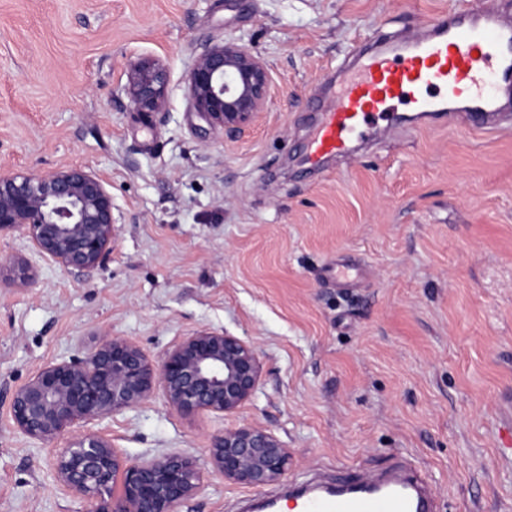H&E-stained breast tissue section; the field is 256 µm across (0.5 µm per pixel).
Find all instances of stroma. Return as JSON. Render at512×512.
Here are the masks:
<instances>
[{
  "label": "stroma",
  "mask_w": 512,
  "mask_h": 512,
  "mask_svg": "<svg viewBox=\"0 0 512 512\" xmlns=\"http://www.w3.org/2000/svg\"><path fill=\"white\" fill-rule=\"evenodd\" d=\"M455 0H0V172L77 166L112 195L100 267L0 236V512H89L53 478L63 441L16 429L14 390L46 364L121 337L158 359L200 330L254 345L258 387L235 413L185 416L162 391L95 423L130 460L206 459L214 436L260 426L288 448L260 489L211 470L177 512H248L301 484L426 470L441 512H512V129L406 122L320 170L315 103L357 37L411 32ZM235 42L270 66L259 123L231 137L185 92L195 57ZM169 69L165 111L124 94L130 61ZM28 260L35 282L13 281ZM360 270L328 280L329 263Z\"/></svg>",
  "instance_id": "obj_1"
}]
</instances>
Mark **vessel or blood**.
Listing matches in <instances>:
<instances>
[{"label":"vessel or blood","instance_id":"b4317fda","mask_svg":"<svg viewBox=\"0 0 512 512\" xmlns=\"http://www.w3.org/2000/svg\"><path fill=\"white\" fill-rule=\"evenodd\" d=\"M353 68L336 75V92L305 145V161L343 156L378 122H399L396 105L413 118L462 121L490 132L512 116V16L466 0L428 19L413 33L378 46L352 48ZM422 470L365 481L344 478L335 489L308 495L300 512H433Z\"/></svg>","mask_w":512,"mask_h":512}]
</instances>
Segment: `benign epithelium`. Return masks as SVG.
Masks as SVG:
<instances>
[{
	"instance_id": "7a95c632",
	"label": "benign epithelium",
	"mask_w": 512,
	"mask_h": 512,
	"mask_svg": "<svg viewBox=\"0 0 512 512\" xmlns=\"http://www.w3.org/2000/svg\"><path fill=\"white\" fill-rule=\"evenodd\" d=\"M168 84L163 63L140 58L128 65L124 93L133 111L148 115L164 109ZM271 88L267 62L234 42L205 48L186 78L194 111L230 134L261 118ZM113 230L112 196L95 172L65 166L0 173V234L22 232L40 256L69 270L95 269L112 249ZM261 370L257 349L227 332L198 331L157 361L114 337L41 368L14 390L11 417L41 444L84 428L57 453L54 478L93 512H177L203 487L199 459L168 453L132 462L87 425L141 405L158 386L179 413H232L254 395ZM208 459L224 480L261 488L286 476L290 452L266 429L244 425L217 435Z\"/></svg>"
}]
</instances>
